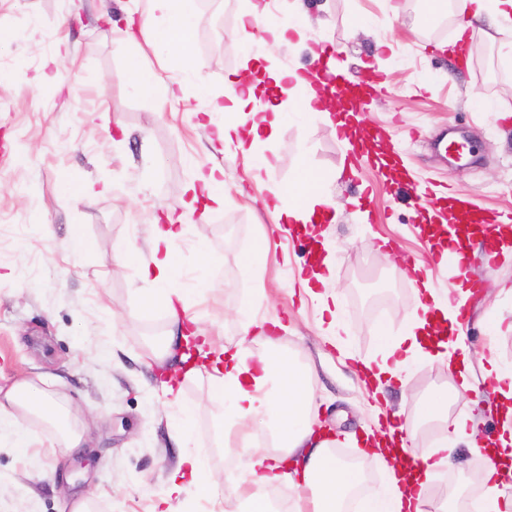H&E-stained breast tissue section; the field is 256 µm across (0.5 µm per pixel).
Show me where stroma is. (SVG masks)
Returning a JSON list of instances; mask_svg holds the SVG:
<instances>
[{"label":"stroma","instance_id":"35a3bbf8","mask_svg":"<svg viewBox=\"0 0 512 512\" xmlns=\"http://www.w3.org/2000/svg\"><path fill=\"white\" fill-rule=\"evenodd\" d=\"M251 3L209 0L198 12L190 53L214 92L200 99L175 86L182 59L161 48L164 30L128 40L137 0H0V30L13 35L0 48V98L10 103L0 112V387L34 382L71 406L70 424L84 434L82 447L67 450L63 472L45 481L34 477L28 454L1 440L0 512H13L21 498L28 512H70L86 496L96 498L97 512H152L181 454L170 416L176 400L196 408L190 446L207 459V478L243 473L240 449L221 445L206 373L183 380L178 395L161 389V371L180 367L152 358L168 317L143 305L135 262L120 261L125 246L145 249L148 226L164 208L182 217L184 266L206 271L193 300L200 328L215 346L259 352L240 310L264 294L281 322L273 337L315 374L312 393L329 438L393 419L418 428L410 453L419 457L441 435L440 425L419 426L423 399L447 391L453 421L486 398L481 390L453 393L459 377L444 361L414 363L405 381L390 380L377 394L356 367L378 357V327L402 333L413 263H424L437 292L458 284L452 265L431 261L439 242L426 228L439 204L424 197L428 181L467 193L479 213L512 216V60L501 50L512 30L474 25L461 66L441 50L454 41L455 25L426 22L422 0H270L279 18L301 7L311 23L293 46L255 45L257 65L306 66L311 51L325 48L351 84L369 67L386 89L360 114L365 156L355 157L335 124L315 116L284 117L246 155L223 145L205 119L224 104L225 84L242 63L234 30ZM134 59L153 69L160 90L133 92ZM59 71L78 83V95L55 80ZM483 100L495 111L481 110ZM443 132L470 142L472 156L453 161L437 151ZM303 157L335 178L339 211L325 227L331 285L342 296L336 345L319 325L318 301L290 288L294 263L310 258L309 239L274 229L275 193L297 183ZM210 171L224 182L223 206L191 205L189 185ZM74 228L89 243L79 254L70 247ZM263 235L266 260L247 272L242 260ZM378 237L388 239L392 258L375 250ZM467 253L477 285L465 302V344L472 358L510 364L512 300L499 291L512 285V242L491 262L483 237L471 238ZM100 349L106 358H96Z\"/></svg>","mask_w":512,"mask_h":512}]
</instances>
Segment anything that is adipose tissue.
<instances>
[{
	"instance_id": "1",
	"label": "adipose tissue",
	"mask_w": 512,
	"mask_h": 512,
	"mask_svg": "<svg viewBox=\"0 0 512 512\" xmlns=\"http://www.w3.org/2000/svg\"><path fill=\"white\" fill-rule=\"evenodd\" d=\"M149 7L142 14L138 25L129 27V40L149 37L157 22H165L167 44L177 55H186L193 32L196 13L191 0H148ZM306 24L304 13H297L283 21L272 16L264 0H253L248 13L238 23L237 35L241 43H249L255 30H262L272 45L289 43L291 33L301 32ZM253 67L243 65L242 72L228 80L229 106L225 120L217 122L218 137L234 145L243 153H250L260 142L262 133L274 132L282 114L256 112L250 105L257 96L258 84L253 81ZM268 79L288 85V109L299 115L319 114L323 103L317 89L298 70L271 71ZM331 176L313 169H304L299 182L288 191V204L280 212L296 224H310L326 209L335 208L330 185ZM148 254L126 248L124 256L139 260L142 273L151 288L144 300L148 305L166 310L172 334L154 353L157 360L165 361L175 356L176 347L182 344L179 334L182 312L188 311L192 291L179 287L178 282L186 271L175 245L179 232L175 224L152 225L149 232ZM428 316H413L401 336L384 340L379 358L373 364L375 379L403 377L409 364L423 354L422 340L429 333ZM266 351L259 354L236 352L221 361H214L208 375L210 399L224 411L227 429L243 428L264 422L274 416L276 429L272 445L276 456H269L251 443H244L247 467L266 484L288 483L299 494L288 507V512H345L344 503L362 480L355 466L340 461L329 440L319 438L315 430L317 408L308 393L311 376L298 363L294 355L282 352L274 337H266ZM461 386L469 390L478 380L490 382L496 403L504 416L512 415V367H504L496 360H489L487 367L474 370L465 365L460 373ZM28 413L50 424L65 447L77 448L82 443L81 432L69 425L66 405L50 398L43 390L28 383L14 384L0 390V433H7L12 447H30L31 439L19 418ZM422 414L431 421L448 424L444 440L435 443L424 455L428 471L452 465L451 449L465 446L471 454H480L476 433L468 419L449 421L448 400L436 395L422 406ZM398 437L395 429L376 433L366 431L364 438H351L352 446H369L386 478L379 489L363 496L356 505V512H425L429 500L424 494L425 480L408 472L400 464L397 451L392 448ZM495 454L487 459L485 467L477 474L476 481L483 489L479 499L480 512H512V486L507 479L512 476V430L503 431L493 439ZM207 469L204 457L186 451L178 467L169 476L168 498L162 499L160 512H171V495L190 493L201 497L213 496L215 482L202 481Z\"/></svg>"
}]
</instances>
